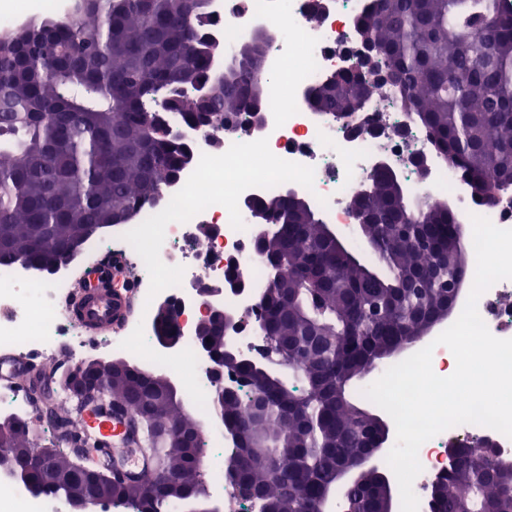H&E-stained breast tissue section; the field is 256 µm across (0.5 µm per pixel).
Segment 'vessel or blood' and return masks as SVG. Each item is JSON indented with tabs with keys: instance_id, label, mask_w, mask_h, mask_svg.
<instances>
[{
	"instance_id": "1",
	"label": "vessel or blood",
	"mask_w": 512,
	"mask_h": 512,
	"mask_svg": "<svg viewBox=\"0 0 512 512\" xmlns=\"http://www.w3.org/2000/svg\"><path fill=\"white\" fill-rule=\"evenodd\" d=\"M130 287L83 290L84 307L78 322L90 333L122 329L131 313ZM36 363L29 358L0 357V382L29 383L37 376ZM81 433L97 444L94 462L99 470L119 475L126 481L143 480L154 468V459L143 449V435L121 411L86 413Z\"/></svg>"
}]
</instances>
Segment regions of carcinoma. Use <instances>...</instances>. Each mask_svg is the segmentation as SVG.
I'll list each match as a JSON object with an SVG mask.
<instances>
[{
    "mask_svg": "<svg viewBox=\"0 0 512 512\" xmlns=\"http://www.w3.org/2000/svg\"><path fill=\"white\" fill-rule=\"evenodd\" d=\"M208 22L205 0H190L180 23L173 0H82L65 17L0 37V241L8 246L0 264H47L82 225L110 221L112 207L134 211L156 200L190 154L165 113L195 125L204 96L214 126L264 106L268 81L256 76L268 43L237 48L216 77L211 63L223 46L206 40ZM359 31L450 168L494 193L512 189V0H375ZM343 85L336 93L315 87L311 106L346 122L356 112L348 90L369 99L377 80L356 68ZM355 198L372 220L368 260L338 250L323 234L324 219L288 203V194L259 204L273 229L259 242L270 294L257 330L287 344L293 377L243 358L231 363L227 370L247 377L266 406L256 421L251 394L224 399L229 425H248L224 437L240 459L239 484L256 493L260 512H320L336 470L365 453L379 431L376 414L348 398L350 383L378 370L394 346L411 345L451 302L424 276L440 262L462 274L473 262L468 245L452 244L459 219L444 203L428 201L404 222L407 203L386 173ZM31 394L52 429L72 426L49 390L34 383ZM132 403L156 450L144 495L114 479L107 488L93 483L88 458L57 446L52 459L26 457L30 476L47 479L51 464L61 474L51 494L85 485L138 512H167L198 488L199 462L158 428L173 421L190 435L196 420L172 403L164 376L122 363L112 367L109 405L128 412ZM474 484L485 512H512V478L496 476L494 458L477 440L435 479L427 512H457ZM379 488L366 472L342 490L371 512Z\"/></svg>",
    "mask_w": 512,
    "mask_h": 512,
    "instance_id": "carcinoma-1",
    "label": "carcinoma"
}]
</instances>
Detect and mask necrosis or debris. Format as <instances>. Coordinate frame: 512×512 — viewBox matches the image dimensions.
I'll return each mask as SVG.
<instances>
[{
  "mask_svg": "<svg viewBox=\"0 0 512 512\" xmlns=\"http://www.w3.org/2000/svg\"><path fill=\"white\" fill-rule=\"evenodd\" d=\"M373 0H324L312 12L311 0H207V39L232 52L255 31H272L268 59L275 78L264 105L265 122L256 132L227 133L185 125L168 116L175 135L194 155L176 178L165 183L157 200L141 206L128 223L113 225L87 239L78 254L50 274L19 265L0 266V352L34 356L53 363L66 353L78 363L92 350L128 356L144 366H164L180 379L189 395L207 399L201 383L200 355L189 335L201 311L194 287L201 280L224 283V262L237 258V275L247 285L225 291L224 306L256 316L268 282L256 255L261 219L257 203L276 192L296 189L308 196L333 224L350 221V200L370 184L378 159L402 163L405 177L414 162L431 167V189L448 194L462 217L488 218L512 229V203L478 202L439 154L424 126L405 112L394 93L378 91L368 102L372 119L356 133L321 117L307 100L311 87L336 71L350 68L345 50L355 47L360 17ZM210 229L207 240L197 230ZM122 256L139 285L136 313L113 336H88L67 316L64 306L81 270L112 256ZM169 304L184 340L168 356L157 354L156 307ZM491 334L512 339V279L495 283L478 302ZM454 435L489 438L497 453L512 455V439L489 427L463 424L424 442L418 452L421 473L413 483L426 502L434 476L447 460ZM0 512H65L62 497L36 495L0 478Z\"/></svg>",
  "mask_w": 512,
  "mask_h": 512,
  "instance_id": "1",
  "label": "necrosis or debris"
}]
</instances>
